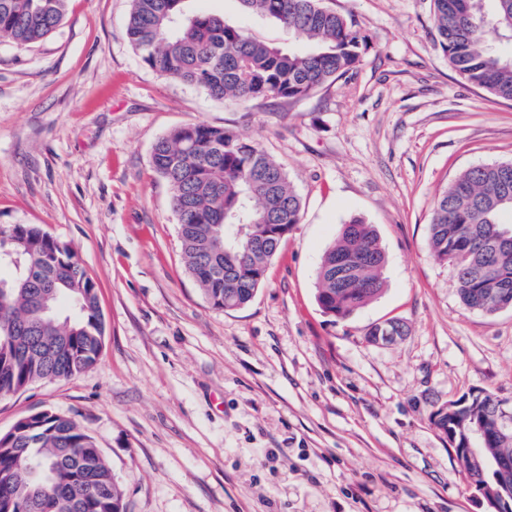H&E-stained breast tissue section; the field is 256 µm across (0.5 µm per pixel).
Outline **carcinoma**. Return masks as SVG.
Masks as SVG:
<instances>
[{
    "label": "carcinoma",
    "mask_w": 512,
    "mask_h": 512,
    "mask_svg": "<svg viewBox=\"0 0 512 512\" xmlns=\"http://www.w3.org/2000/svg\"><path fill=\"white\" fill-rule=\"evenodd\" d=\"M188 0H131L126 36L150 69L179 79L218 100L248 103L299 99L345 75L359 63L363 39L352 21L321 0H240L248 12L270 17L305 50H283L252 38L223 18L192 12ZM66 0H0V41L38 42L62 22ZM501 0H434L439 44L467 82L512 100V59L496 55L488 35L512 38ZM155 173L170 186L184 264L216 308L247 305L264 283L285 237L301 220V200L283 166L258 143L221 127H179L152 150ZM512 190V161L461 173L438 197L429 225L432 256L454 266L457 291L468 307L493 314L512 308V250L490 258L493 226L512 212L501 201ZM258 224L265 246L250 251L236 225ZM0 399L33 384L68 379L92 367L105 324L96 282L76 254L36 224L0 225ZM354 284L332 275L352 253ZM385 253L372 225L344 224L325 251L317 274L321 309L345 318L378 296ZM397 319L375 325L370 340L403 336ZM500 400L470 392L448 402L454 415L437 428L461 448L458 426L493 413ZM95 441L72 417L46 409L24 416L0 435V501L12 512H125L124 489ZM482 448L512 459V433L490 428Z\"/></svg>",
    "instance_id": "obj_1"
}]
</instances>
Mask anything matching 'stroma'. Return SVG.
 I'll list each match as a JSON object with an SVG mask.
<instances>
[{
    "mask_svg": "<svg viewBox=\"0 0 512 512\" xmlns=\"http://www.w3.org/2000/svg\"><path fill=\"white\" fill-rule=\"evenodd\" d=\"M355 21L357 67L298 100L218 101L148 68L130 0H68L31 47L0 44V225L37 224L98 287L96 364L0 400V433L51 409L95 437L126 512H488L435 411L472 389L512 406V309L462 303L429 224L463 170L512 161V102L464 81L432 0H324ZM258 40L299 42L239 0H191ZM205 123L288 173L302 220L244 308L186 272L155 142ZM385 252L383 292L350 316L316 302L322 256L351 218ZM389 319L391 345L368 333ZM405 326L397 319H392L375 325L370 334V340L375 343L389 344L393 343L397 338L403 336Z\"/></svg>",
    "mask_w": 512,
    "mask_h": 512,
    "instance_id": "obj_1",
    "label": "stroma"
}]
</instances>
